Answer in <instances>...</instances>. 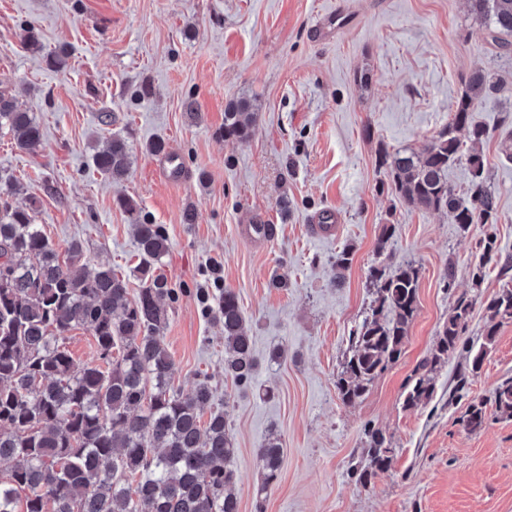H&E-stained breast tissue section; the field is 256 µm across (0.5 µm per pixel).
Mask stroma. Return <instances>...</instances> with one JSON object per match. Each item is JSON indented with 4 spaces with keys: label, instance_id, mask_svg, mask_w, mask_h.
<instances>
[{
    "label": "stroma",
    "instance_id": "obj_1",
    "mask_svg": "<svg viewBox=\"0 0 512 512\" xmlns=\"http://www.w3.org/2000/svg\"><path fill=\"white\" fill-rule=\"evenodd\" d=\"M330 19L332 35L318 37ZM28 26L41 52L22 46ZM63 45L70 55L57 69L47 55ZM477 68L505 84L474 114L490 132L482 149L499 219L464 230L406 205L377 158L383 148H423ZM0 84L43 132L30 151L0 134V179L22 185L10 204L32 207L59 253L80 242L81 264L112 268L134 295L138 249L118 198L163 225L169 249L160 272L175 292L162 331L172 384L187 395L207 375L225 400L239 512H512V418L492 409L512 379V321L485 341V306L512 288V269L478 265L488 232L512 257V160L503 145L512 131V58L497 56L466 0H0ZM238 98L256 113V131L242 141L224 134V108ZM115 133L130 148L119 183L93 164ZM157 139L178 156L186 181L157 176L148 150ZM323 212L334 215L336 232L317 238L312 218ZM244 224H274L278 233L253 243L239 234ZM345 250L351 262L340 273ZM214 262L260 359L244 392L224 375V328L200 299ZM381 262L418 267L417 314L398 360L346 404L336 376L375 298L370 269ZM465 293L476 305L463 349L436 376L433 399L404 408L415 367ZM483 344L478 374L455 394L467 348ZM480 400L490 411L472 432L461 420ZM369 428L383 432L393 461L363 487L352 470ZM273 432L284 461L261 495L257 454Z\"/></svg>",
    "mask_w": 512,
    "mask_h": 512
}]
</instances>
